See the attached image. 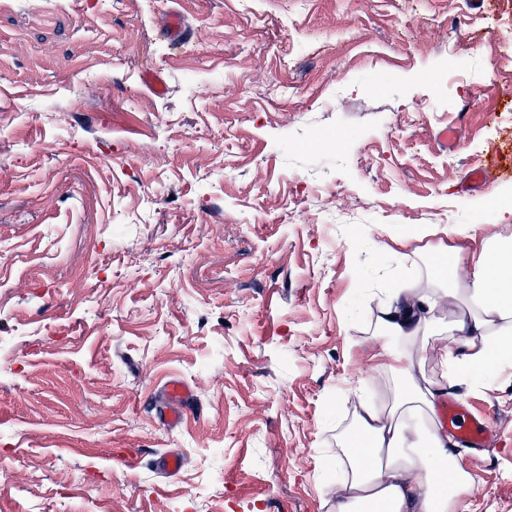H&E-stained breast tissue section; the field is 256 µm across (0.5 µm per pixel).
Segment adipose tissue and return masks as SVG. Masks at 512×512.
Returning a JSON list of instances; mask_svg holds the SVG:
<instances>
[{"label":"adipose tissue","instance_id":"1","mask_svg":"<svg viewBox=\"0 0 512 512\" xmlns=\"http://www.w3.org/2000/svg\"><path fill=\"white\" fill-rule=\"evenodd\" d=\"M459 254L449 248L428 276L388 289L374 316L370 368L387 400L356 398L332 512H459L472 486L436 406L464 380L512 367V236L485 243L468 268Z\"/></svg>","mask_w":512,"mask_h":512}]
</instances>
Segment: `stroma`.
Listing matches in <instances>:
<instances>
[{
  "label": "stroma",
  "mask_w": 512,
  "mask_h": 512,
  "mask_svg": "<svg viewBox=\"0 0 512 512\" xmlns=\"http://www.w3.org/2000/svg\"><path fill=\"white\" fill-rule=\"evenodd\" d=\"M511 30L512 0H0V512H329L382 288L512 234ZM422 224L468 236L395 242ZM457 394L489 422L461 512H512V374ZM164 420L169 427H176L183 421V407L194 396L193 390L183 380L170 378L163 385Z\"/></svg>",
  "instance_id": "stroma-1"
}]
</instances>
